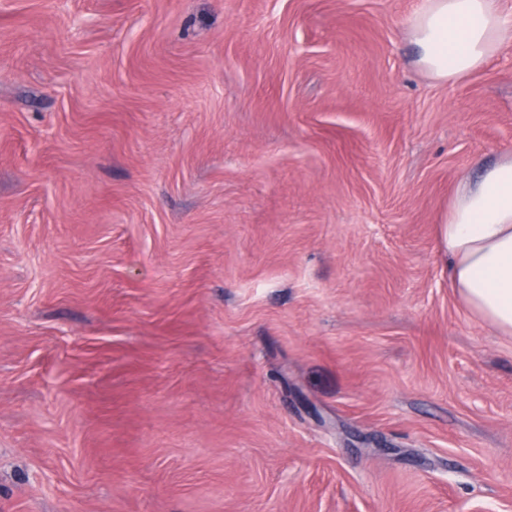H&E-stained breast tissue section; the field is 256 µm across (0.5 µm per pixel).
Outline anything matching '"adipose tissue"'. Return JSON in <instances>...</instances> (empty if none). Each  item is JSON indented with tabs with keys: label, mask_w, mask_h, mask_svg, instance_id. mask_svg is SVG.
Here are the masks:
<instances>
[{
	"label": "adipose tissue",
	"mask_w": 512,
	"mask_h": 512,
	"mask_svg": "<svg viewBox=\"0 0 512 512\" xmlns=\"http://www.w3.org/2000/svg\"><path fill=\"white\" fill-rule=\"evenodd\" d=\"M511 29L494 0H427L412 19L419 63L441 80L479 69ZM439 239L449 279L468 308L512 335V159L462 189Z\"/></svg>",
	"instance_id": "1"
}]
</instances>
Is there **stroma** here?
I'll return each mask as SVG.
<instances>
[{"label":"stroma","mask_w":512,"mask_h":512,"mask_svg":"<svg viewBox=\"0 0 512 512\" xmlns=\"http://www.w3.org/2000/svg\"><path fill=\"white\" fill-rule=\"evenodd\" d=\"M424 0H0V512H512V335L439 226L512 40ZM509 25L494 0H428L412 19L419 63L441 80L470 74L495 53Z\"/></svg>","instance_id":"35a3bbf8"}]
</instances>
